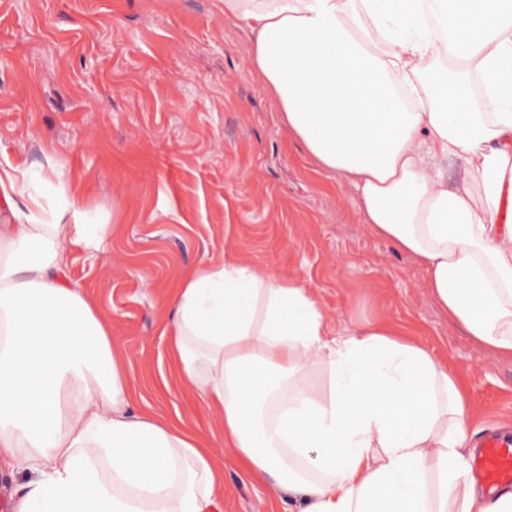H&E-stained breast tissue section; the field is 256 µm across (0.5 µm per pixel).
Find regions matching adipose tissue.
<instances>
[{
  "instance_id": "obj_1",
  "label": "adipose tissue",
  "mask_w": 512,
  "mask_h": 512,
  "mask_svg": "<svg viewBox=\"0 0 512 512\" xmlns=\"http://www.w3.org/2000/svg\"><path fill=\"white\" fill-rule=\"evenodd\" d=\"M291 136L353 189L362 223L423 267L478 344L512 356V0H224ZM466 167L448 186L434 161ZM0 224V462L13 512H211L223 477L183 422L134 413L104 314L66 248L106 225ZM172 372L250 480L295 512H512L470 476L453 373L379 323H328L311 289L245 262L184 277ZM326 391L311 389L317 369Z\"/></svg>"
}]
</instances>
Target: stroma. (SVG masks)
<instances>
[{
    "label": "stroma",
    "mask_w": 512,
    "mask_h": 512,
    "mask_svg": "<svg viewBox=\"0 0 512 512\" xmlns=\"http://www.w3.org/2000/svg\"><path fill=\"white\" fill-rule=\"evenodd\" d=\"M224 0H0V163L37 171L26 196L63 209L76 187L100 249L67 248V274L107 313L137 412L182 418L224 473L220 512H282L248 481L221 421L170 378L169 315L182 276L216 260L263 266L318 296L328 322H383L465 386L469 433L512 431V356L449 322L424 272L362 224L355 195L292 139Z\"/></svg>",
    "instance_id": "obj_1"
}]
</instances>
